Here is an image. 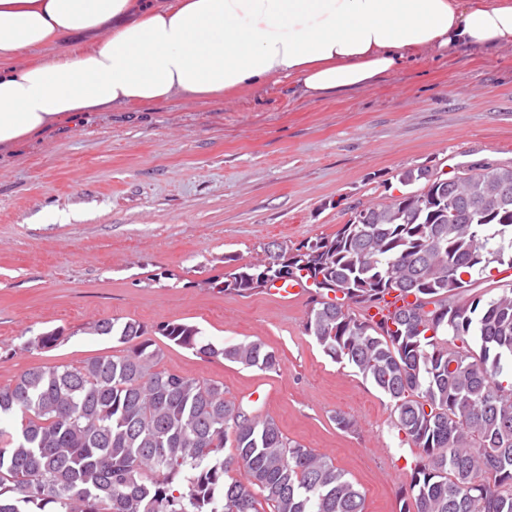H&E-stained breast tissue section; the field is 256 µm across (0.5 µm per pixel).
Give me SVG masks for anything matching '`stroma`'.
<instances>
[{
  "mask_svg": "<svg viewBox=\"0 0 512 512\" xmlns=\"http://www.w3.org/2000/svg\"><path fill=\"white\" fill-rule=\"evenodd\" d=\"M473 162L512 165L511 48L422 57L344 96L309 100L283 81L60 123L0 152V386L29 367L118 353L81 332L102 318L258 339L279 371L153 341L163 368L223 383L346 470L366 512H399L418 450L398 436L388 399L306 335L307 300L206 282L226 257L255 262L272 242L334 234L350 205L399 196L403 169ZM56 327L69 337L55 349L23 348ZM339 412L355 430L336 427Z\"/></svg>",
  "mask_w": 512,
  "mask_h": 512,
  "instance_id": "stroma-1",
  "label": "stroma"
}]
</instances>
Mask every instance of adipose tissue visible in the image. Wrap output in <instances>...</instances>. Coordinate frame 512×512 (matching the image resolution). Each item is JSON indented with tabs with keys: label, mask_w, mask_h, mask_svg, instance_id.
I'll return each instance as SVG.
<instances>
[{
	"label": "adipose tissue",
	"mask_w": 512,
	"mask_h": 512,
	"mask_svg": "<svg viewBox=\"0 0 512 512\" xmlns=\"http://www.w3.org/2000/svg\"><path fill=\"white\" fill-rule=\"evenodd\" d=\"M460 47H512V0H0V150L116 105L321 99Z\"/></svg>",
	"instance_id": "obj_1"
}]
</instances>
